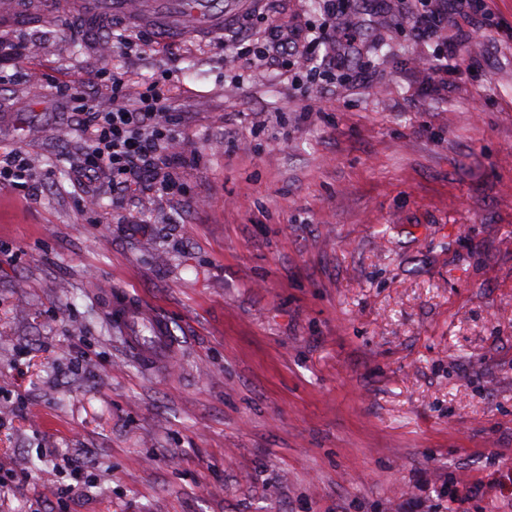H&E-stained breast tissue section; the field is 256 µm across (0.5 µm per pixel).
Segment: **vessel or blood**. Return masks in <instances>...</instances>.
I'll list each match as a JSON object with an SVG mask.
<instances>
[{
    "label": "vessel or blood",
    "mask_w": 512,
    "mask_h": 512,
    "mask_svg": "<svg viewBox=\"0 0 512 512\" xmlns=\"http://www.w3.org/2000/svg\"><path fill=\"white\" fill-rule=\"evenodd\" d=\"M113 10L146 21L163 34H173L184 25L199 23L223 32L225 16L210 0H114ZM106 314L114 333L143 365L157 368L172 364L177 350L169 322L126 290L114 288L106 294Z\"/></svg>",
    "instance_id": "vessel-or-blood-1"
}]
</instances>
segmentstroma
I'll list each match as a JSON object with an SVG mask.
<instances>
[{"instance_id":"1","label":"stroma","mask_w":512,"mask_h":512,"mask_svg":"<svg viewBox=\"0 0 512 512\" xmlns=\"http://www.w3.org/2000/svg\"><path fill=\"white\" fill-rule=\"evenodd\" d=\"M432 83L397 0H353L320 87L269 29L320 0H219L225 37L114 48L104 12L0 29V512H512V0ZM168 98L185 192L78 182L76 77ZM172 325L171 371L112 332L102 287ZM87 463L73 488L68 459ZM29 164L21 150H13L0 157V186L8 183L14 188H25L30 181Z\"/></svg>"}]
</instances>
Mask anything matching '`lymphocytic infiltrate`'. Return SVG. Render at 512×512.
<instances>
[{"mask_svg": "<svg viewBox=\"0 0 512 512\" xmlns=\"http://www.w3.org/2000/svg\"><path fill=\"white\" fill-rule=\"evenodd\" d=\"M404 16L410 21L416 39L433 42L448 28L450 12L466 11L490 23L494 15L486 0H405ZM112 106L101 110L84 99L82 84L71 79L59 82L60 95L76 101L75 122L82 137L79 141L77 167L79 177L93 180L104 170H111L114 188L131 192L146 180L153 181L159 193L169 194L173 176L158 173L162 161L177 159L176 137L170 126L163 96L151 93L131 103L120 96V81H113Z\"/></svg>", "mask_w": 512, "mask_h": 512, "instance_id": "f902f5d3", "label": "lymphocytic infiltrate"}]
</instances>
